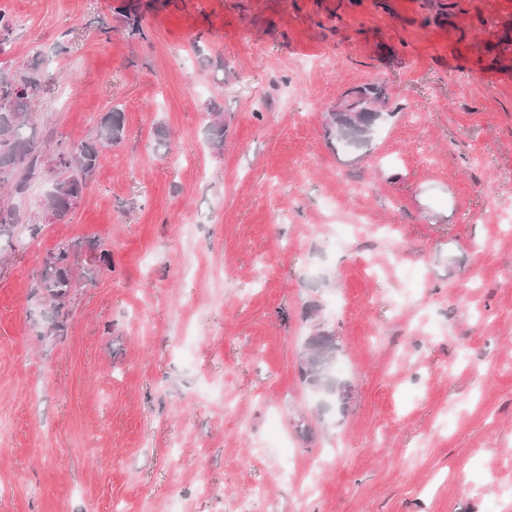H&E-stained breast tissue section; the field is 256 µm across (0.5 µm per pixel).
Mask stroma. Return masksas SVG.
I'll return each instance as SVG.
<instances>
[{"mask_svg":"<svg viewBox=\"0 0 512 512\" xmlns=\"http://www.w3.org/2000/svg\"><path fill=\"white\" fill-rule=\"evenodd\" d=\"M121 2L0 0V71L50 76L0 188V512H512V0H151L141 39ZM371 82L367 143L327 135ZM113 109L43 223L53 145ZM318 328L346 402L300 378ZM124 123L122 112H107L100 120L95 132V141L99 144H114L122 140ZM50 255L54 261L44 265L37 287L44 288L56 303L57 309L62 310L71 288H75L77 283L71 274L70 247H59Z\"/></svg>","mask_w":512,"mask_h":512,"instance_id":"obj_1","label":"stroma"}]
</instances>
